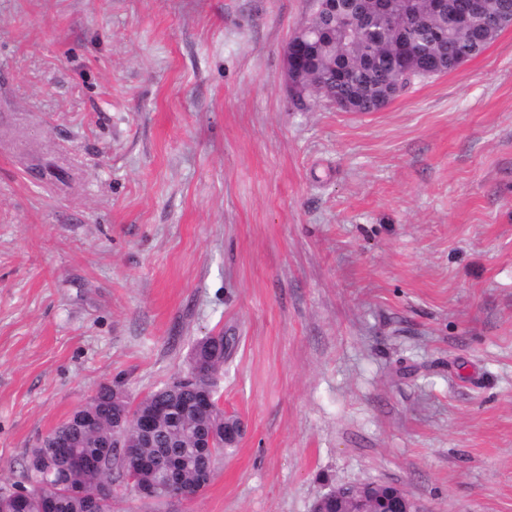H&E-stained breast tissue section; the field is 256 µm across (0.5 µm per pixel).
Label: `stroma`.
Instances as JSON below:
<instances>
[{"label": "stroma", "instance_id": "stroma-1", "mask_svg": "<svg viewBox=\"0 0 512 512\" xmlns=\"http://www.w3.org/2000/svg\"><path fill=\"white\" fill-rule=\"evenodd\" d=\"M311 0H0V485L104 386L232 337L196 497L394 484L512 512V30L377 112L298 109ZM308 50V42L298 35H294L284 48L285 79L291 95L300 89L304 80L306 74L304 57Z\"/></svg>", "mask_w": 512, "mask_h": 512}]
</instances>
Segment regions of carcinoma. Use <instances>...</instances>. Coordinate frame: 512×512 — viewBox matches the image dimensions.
<instances>
[{
	"instance_id": "1",
	"label": "carcinoma",
	"mask_w": 512,
	"mask_h": 512,
	"mask_svg": "<svg viewBox=\"0 0 512 512\" xmlns=\"http://www.w3.org/2000/svg\"><path fill=\"white\" fill-rule=\"evenodd\" d=\"M388 14H378L370 0H351V8L334 14H312L309 28L330 33L328 43L312 50L307 65V84L294 101L299 108L310 105L308 98H322L331 103L350 101L357 112H376L382 108L384 93L397 81L401 88L426 78L424 64L438 62L446 71L457 67V59L470 60L482 54L491 40L478 25L455 27L434 17L429 0H390ZM444 28L447 36L439 41L434 30ZM408 42L411 56L400 62V46ZM224 367V337L213 351L192 361L190 371L208 370L194 388L172 394L176 399L192 401L201 392L216 393V376ZM206 436L221 438L224 413L196 421L189 415L156 419L152 442L138 434H126L136 450L131 456H119L112 447V388H101L84 407L74 411L66 422L52 430L58 441L69 445L83 458L86 467L77 469L72 458L59 448L41 445L31 449L24 469L27 485H16L0 492L7 500L17 490L26 489L32 499L28 512H39V494L54 498L51 512H85V501L99 482H113L117 473L136 477L134 488L143 496L166 498L159 487V470L166 448L182 450L181 489L189 492L208 484L216 462L224 454L220 447L209 448L197 438L195 429Z\"/></svg>"
}]
</instances>
